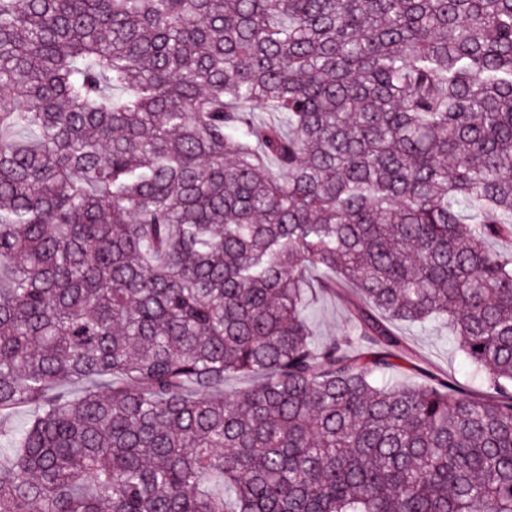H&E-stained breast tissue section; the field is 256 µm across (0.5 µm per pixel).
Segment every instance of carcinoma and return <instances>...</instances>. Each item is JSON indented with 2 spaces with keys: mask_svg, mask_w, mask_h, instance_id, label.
Returning <instances> with one entry per match:
<instances>
[{
  "mask_svg": "<svg viewBox=\"0 0 512 512\" xmlns=\"http://www.w3.org/2000/svg\"><path fill=\"white\" fill-rule=\"evenodd\" d=\"M509 237L512 0H0V512H512ZM349 290L336 289V294L319 291L308 310V324L319 341L340 336L349 328ZM395 330L413 350L414 355L413 363L399 362V367L389 376L392 380L420 384L428 381V373H431L438 379H455L478 397L489 394L486 386L471 374L464 356L455 350L448 325L436 321L420 328L397 323Z\"/></svg>",
  "mask_w": 512,
  "mask_h": 512,
  "instance_id": "1",
  "label": "carcinoma"
}]
</instances>
